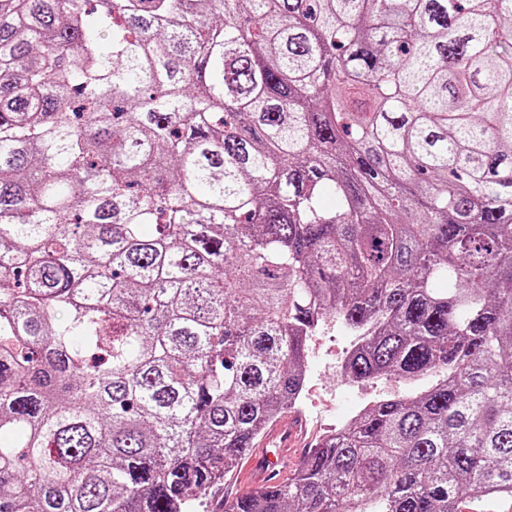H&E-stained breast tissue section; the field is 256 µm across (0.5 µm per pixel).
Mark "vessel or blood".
I'll return each instance as SVG.
<instances>
[{"label": "vessel or blood", "instance_id": "1", "mask_svg": "<svg viewBox=\"0 0 512 512\" xmlns=\"http://www.w3.org/2000/svg\"><path fill=\"white\" fill-rule=\"evenodd\" d=\"M307 429L302 420L289 418L275 423L250 454L246 464L236 471V482L254 484L257 476H283L292 461L294 449L305 446Z\"/></svg>", "mask_w": 512, "mask_h": 512}]
</instances>
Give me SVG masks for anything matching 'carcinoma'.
Listing matches in <instances>:
<instances>
[{
  "label": "carcinoma",
  "mask_w": 512,
  "mask_h": 512,
  "mask_svg": "<svg viewBox=\"0 0 512 512\" xmlns=\"http://www.w3.org/2000/svg\"><path fill=\"white\" fill-rule=\"evenodd\" d=\"M512 0H0V512H196L307 341L412 387L224 512L512 497Z\"/></svg>",
  "instance_id": "carcinoma-1"
}]
</instances>
